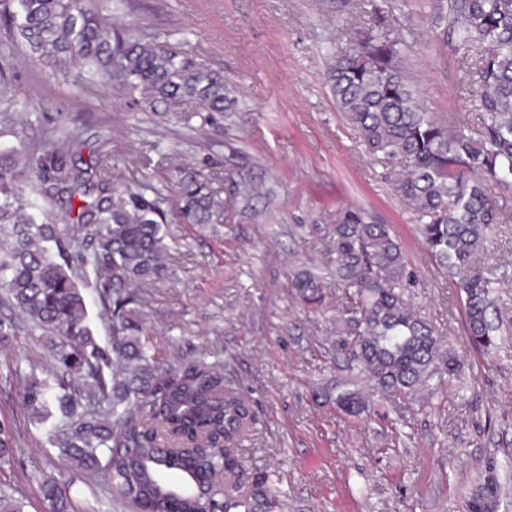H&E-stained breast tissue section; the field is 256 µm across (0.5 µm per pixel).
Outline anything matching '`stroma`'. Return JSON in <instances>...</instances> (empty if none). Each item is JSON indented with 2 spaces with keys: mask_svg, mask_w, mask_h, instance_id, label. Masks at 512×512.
Instances as JSON below:
<instances>
[{
  "mask_svg": "<svg viewBox=\"0 0 512 512\" xmlns=\"http://www.w3.org/2000/svg\"><path fill=\"white\" fill-rule=\"evenodd\" d=\"M384 7L406 28L408 65L427 110L467 117L459 53L434 28L432 0ZM347 19L339 0H132L124 23L183 47L234 87L238 111L203 135L107 92L81 99L72 80L31 67L20 53L11 60L19 79L0 111L23 116L33 103L49 123L65 112L85 148L159 140L177 166H218L259 187L225 210L223 223L172 225L174 277L154 290L146 324L163 355L193 350L250 392L259 422L241 443L243 458L274 474L284 512H466L487 459L512 457V224L489 244L503 287L495 295L497 347L487 355L465 335L455 288L433 283L409 205L391 179L402 163L366 153L324 80L328 48L349 42ZM349 205L400 237L425 281L416 307L465 365L462 385L360 421L318 397L339 375L335 309L309 310L289 289L314 255L310 225L333 223ZM32 360L48 364V352L23 333L0 350V416L13 423L23 461L0 471V484L23 497L26 512H45L39 487L51 478L71 482L75 512H128L68 470L45 428L29 422L18 400L26 378L14 368Z\"/></svg>",
  "mask_w": 512,
  "mask_h": 512,
  "instance_id": "obj_1",
  "label": "stroma"
}]
</instances>
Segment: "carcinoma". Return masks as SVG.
<instances>
[{
    "mask_svg": "<svg viewBox=\"0 0 512 512\" xmlns=\"http://www.w3.org/2000/svg\"><path fill=\"white\" fill-rule=\"evenodd\" d=\"M128 0L112 15L94 0H0L10 21L0 61L23 49L29 64L77 77L81 94L102 90L144 112L179 115L186 127L217 125L238 99L224 74L198 65L179 46L162 47L141 28L125 26ZM345 49L331 48L324 73L339 111L367 153L405 169L397 190L409 202L436 282L457 288L466 333L483 352L495 345L493 289L484 243L512 223V0H437L435 24L463 50L471 116L459 122L429 112L411 80L406 38L376 0ZM67 113L20 146H0V303L21 317L0 318V349L21 331L42 336L51 370L29 381L21 403L29 422L50 425L49 444L65 465L127 501L134 512H277L275 480L255 469L241 492L238 445L253 429L249 398L224 379V368L179 352L154 351L143 309L150 288L170 278V224H212L229 196L249 198L254 185L222 171L178 169L176 183L148 174L160 142L102 146L90 161L71 160ZM135 160L138 175L112 180L115 155ZM76 226L71 234L64 225ZM325 249L290 279L294 298L326 306L336 288V355L348 372L336 407L349 418L457 379L463 363L442 331L411 304L419 277L387 224L345 207L333 224L311 226ZM107 322L110 343L95 338L87 307ZM224 449L234 489L190 492ZM20 462L10 422L0 419V469ZM500 465L490 458L468 499V512H498ZM47 512H73L56 481L41 484ZM0 512H24L0 487Z\"/></svg>",
    "mask_w": 512,
    "mask_h": 512,
    "instance_id": "1",
    "label": "carcinoma"
}]
</instances>
